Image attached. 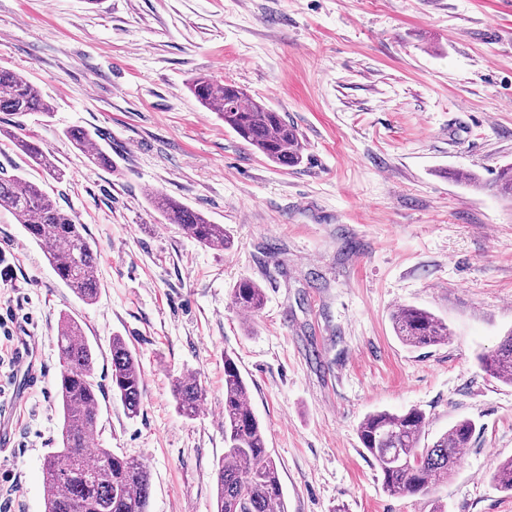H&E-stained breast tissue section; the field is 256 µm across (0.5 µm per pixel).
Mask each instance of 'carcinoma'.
<instances>
[{"label": "carcinoma", "mask_w": 512, "mask_h": 512, "mask_svg": "<svg viewBox=\"0 0 512 512\" xmlns=\"http://www.w3.org/2000/svg\"><path fill=\"white\" fill-rule=\"evenodd\" d=\"M189 91L206 110L224 120V126L269 162L282 168L298 166L303 145L297 129L281 113L247 95L240 87L211 77L193 79ZM52 107L25 76L0 67V112L27 114L50 112ZM65 137L92 163L109 164L108 156L92 147V137L82 127H71ZM28 162L58 179L54 157L37 143L9 135ZM461 180L472 187L512 198V164L499 167L484 182L467 173ZM150 201L171 224H178L199 244L226 249L229 236L221 224H212L199 211L162 192ZM0 210L12 214L35 242L49 239L48 262L59 279L83 303L91 305L100 293L98 250L84 235V227L38 185L19 174L0 172ZM232 303L255 314L263 306L264 289L243 278L231 292ZM393 330L410 348H425L448 341V325L428 310L404 305L392 314ZM59 372L56 394L62 411L57 441L44 463L45 512H149L151 472L139 459L117 454L94 444L99 436L100 387L94 377V350L82 325L68 314L57 327ZM111 390L128 417L140 414L143 382L136 353L121 336L112 337ZM483 369L512 385V331L491 355L480 358ZM172 395L179 414L194 418L204 399L199 381L178 375ZM427 425L425 412L378 410L365 415L357 433L391 495L426 493L448 481L471 442L475 424L457 421L432 447H420ZM214 512H288L274 458L268 452L266 427L250 403L246 379L235 360L224 356V457L215 470ZM499 491L512 492V458L502 461L491 475Z\"/></svg>", "instance_id": "carcinoma-1"}]
</instances>
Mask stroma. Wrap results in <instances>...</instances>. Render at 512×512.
<instances>
[{"label": "stroma", "mask_w": 512, "mask_h": 512, "mask_svg": "<svg viewBox=\"0 0 512 512\" xmlns=\"http://www.w3.org/2000/svg\"><path fill=\"white\" fill-rule=\"evenodd\" d=\"M53 110L0 112L51 152L55 180L0 138V168L39 184L98 250L100 294L78 300L45 248L0 211V321L40 346L42 381L0 452V512H44L56 447V330L78 319L95 353L99 444L150 467L149 512H213L224 455V359L267 427L288 512H512L493 487L512 457V385L485 372L512 331V201L454 179L512 162V0H0V67ZM207 75L281 112L304 145L283 169L202 108ZM89 130L93 165L64 132ZM157 190L223 225L208 248L149 203ZM250 278L263 309L231 290ZM404 305L448 326L404 346ZM121 336L143 378L138 417L106 382ZM205 390L179 415L174 376ZM422 409V445L458 420L475 433L448 481L391 496L357 427L375 410ZM231 299L242 311L256 314L264 304L265 292L256 281L243 278L232 288Z\"/></svg>", "instance_id": "stroma-1"}]
</instances>
